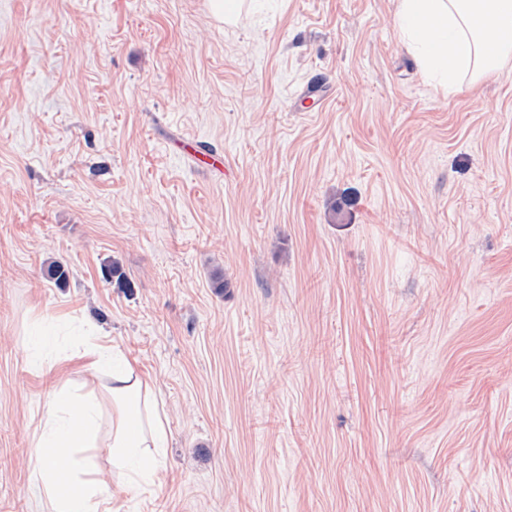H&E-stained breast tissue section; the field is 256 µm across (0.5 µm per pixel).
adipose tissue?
Masks as SVG:
<instances>
[{"mask_svg":"<svg viewBox=\"0 0 512 512\" xmlns=\"http://www.w3.org/2000/svg\"><path fill=\"white\" fill-rule=\"evenodd\" d=\"M396 20L423 70L451 95L459 92L460 78L499 73L501 61L512 55V0H398ZM94 366L107 379L108 398L75 390L59 370L50 381L30 478L53 512H104L106 483L77 449L111 448L112 473L126 491L161 468L156 451L164 446L165 429L148 383L109 349L97 351ZM60 457L71 459L70 474L58 471Z\"/></svg>","mask_w":512,"mask_h":512,"instance_id":"1","label":"adipose tissue"}]
</instances>
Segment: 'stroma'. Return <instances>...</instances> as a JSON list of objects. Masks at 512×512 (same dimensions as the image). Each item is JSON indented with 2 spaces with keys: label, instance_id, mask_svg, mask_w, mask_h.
Segmentation results:
<instances>
[{
  "label": "stroma",
  "instance_id": "obj_1",
  "mask_svg": "<svg viewBox=\"0 0 512 512\" xmlns=\"http://www.w3.org/2000/svg\"><path fill=\"white\" fill-rule=\"evenodd\" d=\"M395 14L0 0V512L89 324L167 431L112 512H512V57L447 95ZM254 0H208L211 15L218 21L232 23L245 5Z\"/></svg>",
  "mask_w": 512,
  "mask_h": 512
}]
</instances>
